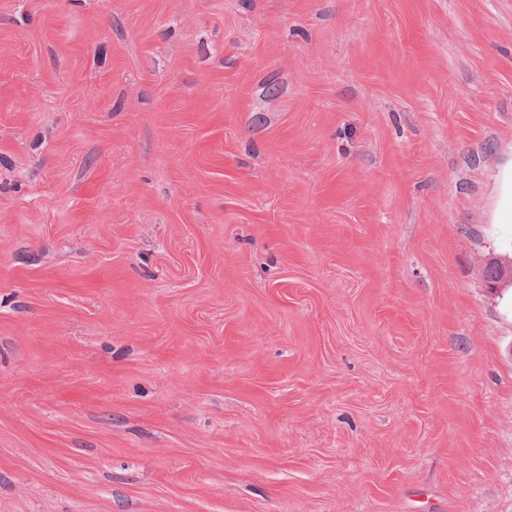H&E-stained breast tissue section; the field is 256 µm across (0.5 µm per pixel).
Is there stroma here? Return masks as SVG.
Returning <instances> with one entry per match:
<instances>
[{"label": "stroma", "mask_w": 512, "mask_h": 512, "mask_svg": "<svg viewBox=\"0 0 512 512\" xmlns=\"http://www.w3.org/2000/svg\"><path fill=\"white\" fill-rule=\"evenodd\" d=\"M512 0H0V512H512ZM484 281L489 290L499 291L512 283L511 263H502L497 260H489L484 267Z\"/></svg>", "instance_id": "obj_1"}]
</instances>
